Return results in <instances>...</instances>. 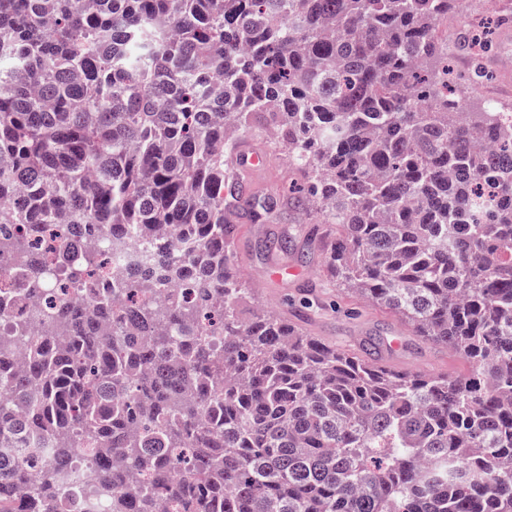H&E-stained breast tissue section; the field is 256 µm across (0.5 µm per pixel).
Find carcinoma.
<instances>
[{
	"label": "carcinoma",
	"mask_w": 512,
	"mask_h": 512,
	"mask_svg": "<svg viewBox=\"0 0 512 512\" xmlns=\"http://www.w3.org/2000/svg\"><path fill=\"white\" fill-rule=\"evenodd\" d=\"M459 0H0V224L152 251L62 302L17 366L0 339V512H75L79 452L112 512H512V130L467 112ZM348 294L462 355L469 379L382 371L267 311L230 245L255 219L225 170L255 122ZM32 263L9 288L34 301ZM41 465L27 499L29 463Z\"/></svg>",
	"instance_id": "cac0c4a2"
}]
</instances>
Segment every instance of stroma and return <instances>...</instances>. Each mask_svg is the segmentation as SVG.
Segmentation results:
<instances>
[{
	"label": "stroma",
	"mask_w": 512,
	"mask_h": 512,
	"mask_svg": "<svg viewBox=\"0 0 512 512\" xmlns=\"http://www.w3.org/2000/svg\"><path fill=\"white\" fill-rule=\"evenodd\" d=\"M249 143L263 152L268 161L265 168L245 174L252 192L264 195L287 190L288 160L274 148L271 137H253ZM305 222L301 210L283 199L277 200L267 223L243 221L234 250L251 307L288 318L310 336L356 354L369 339L399 338V348L382 349L381 356L401 372L465 378L473 375L471 364L461 355L425 341L407 330L394 315L360 302L338 288L328 275L323 253L309 245ZM281 238L289 241L287 251L268 250L269 241ZM280 266L300 268L303 275L282 281L266 279L269 268Z\"/></svg>",
	"instance_id": "stroma-1"
}]
</instances>
